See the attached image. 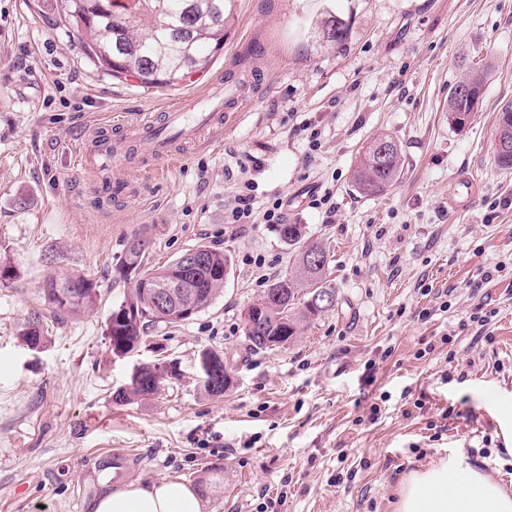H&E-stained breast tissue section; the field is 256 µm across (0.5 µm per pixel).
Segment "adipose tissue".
Instances as JSON below:
<instances>
[{"label":"adipose tissue","instance_id":"adipose-tissue-1","mask_svg":"<svg viewBox=\"0 0 512 512\" xmlns=\"http://www.w3.org/2000/svg\"><path fill=\"white\" fill-rule=\"evenodd\" d=\"M396 512H512V493L471 468L463 452L411 473L398 491ZM91 512H203L190 487L171 480L104 487Z\"/></svg>","mask_w":512,"mask_h":512}]
</instances>
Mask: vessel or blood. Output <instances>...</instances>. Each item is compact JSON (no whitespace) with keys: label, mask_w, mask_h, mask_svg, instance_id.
Here are the masks:
<instances>
[{"label":"vessel or blood","mask_w":512,"mask_h":512,"mask_svg":"<svg viewBox=\"0 0 512 512\" xmlns=\"http://www.w3.org/2000/svg\"><path fill=\"white\" fill-rule=\"evenodd\" d=\"M236 78L215 79L199 111H185L182 105H172L165 117L149 115L137 122L128 136L95 142L92 148L79 151L77 163L87 170H111L114 162L126 161L141 154L154 159L175 156L177 147L196 144L205 132L214 131L222 115H236L245 99L234 93ZM478 191L476 180L467 174L454 176L448 184V204L457 211H466Z\"/></svg>","instance_id":"obj_1"}]
</instances>
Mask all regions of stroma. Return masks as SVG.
Wrapping results in <instances>:
<instances>
[{"label": "stroma", "instance_id": "1", "mask_svg": "<svg viewBox=\"0 0 512 512\" xmlns=\"http://www.w3.org/2000/svg\"><path fill=\"white\" fill-rule=\"evenodd\" d=\"M59 12V0H0V243L17 273L0 284V512H87L103 480L191 486L214 466L224 487L203 495L204 512H395L401 480L455 450L512 492L491 407L512 393V171L493 157L512 102V0H234L207 70L149 90L95 68ZM331 15L345 26L338 43L320 28ZM245 42L247 107L208 140L167 162L76 164L97 127L114 137L204 94ZM471 67L486 70L485 93L460 130L445 101ZM382 134L403 170L365 197L352 170ZM243 165L256 208L288 198L289 223L326 245L336 289L334 312L274 351L249 350L241 313L296 254L270 225L225 223ZM459 172L481 182L465 215L448 209ZM327 190L330 224L310 204ZM142 230L150 265L202 243L234 264L208 308L117 358L105 325L124 286L112 267ZM73 270L98 282L99 305L46 315V346L28 349L16 334L44 280ZM479 304L493 314L487 336L469 320ZM205 348L224 356V396L200 390ZM161 358L178 371L161 393L113 400L135 364ZM116 451L129 457L119 478L103 465Z\"/></svg>", "mask_w": 512, "mask_h": 512}]
</instances>
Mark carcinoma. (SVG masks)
<instances>
[{
	"label": "carcinoma",
	"mask_w": 512,
	"mask_h": 512,
	"mask_svg": "<svg viewBox=\"0 0 512 512\" xmlns=\"http://www.w3.org/2000/svg\"><path fill=\"white\" fill-rule=\"evenodd\" d=\"M67 26L81 35L92 63L113 76H131L147 89L173 86L189 74L207 68L214 55L224 48L231 20V0H129L134 17L112 10L111 0H61ZM485 70L470 69L448 91L446 112L463 129L471 124L485 90ZM464 86L467 93L458 92ZM497 137L512 142V103L501 107ZM392 144L388 162L378 167L371 153L378 144ZM402 155L396 141L388 135H378L365 147L352 172L355 191L364 196L386 193L399 179ZM281 241L297 253L295 271L266 288L257 304L261 305L262 332H245L249 348L274 350L296 342L302 330L329 312L312 308L314 295L336 296V288L328 280V250L308 236L302 224L274 226ZM150 238L140 233L129 241L117 263L112 267L113 281L128 285L123 297L112 305L106 321L105 336L110 352L127 356L139 352L146 344L147 330L158 325L177 326L187 318L180 314V305L191 299L197 311L209 307L224 290V281L233 268L231 254L201 244L193 251L203 255L205 264L197 271L181 266L183 256L160 267L148 265ZM319 258V263L310 261ZM133 273L160 287L178 278L187 284L174 289L175 298L166 304L155 300L149 292L130 284ZM44 306L58 316L79 317L96 308L101 300L97 282L81 273L65 277L54 276L40 288ZM18 338L27 346L44 347L43 317L32 321L27 317L18 331ZM220 353L203 349L198 353L197 371L204 392L221 397L230 386L228 372L218 377L207 368V361ZM174 367L166 362L139 364L129 383L115 392V400L130 404L157 395Z\"/></svg>",
	"instance_id": "1"
}]
</instances>
